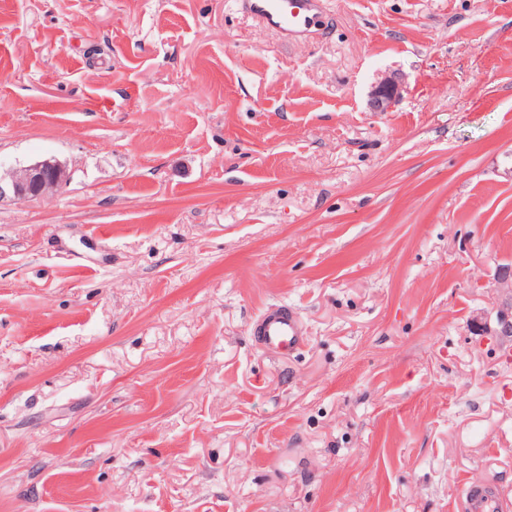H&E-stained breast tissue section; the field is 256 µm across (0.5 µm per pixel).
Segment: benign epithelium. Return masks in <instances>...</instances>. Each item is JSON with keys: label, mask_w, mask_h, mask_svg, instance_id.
<instances>
[{"label": "benign epithelium", "mask_w": 512, "mask_h": 512, "mask_svg": "<svg viewBox=\"0 0 512 512\" xmlns=\"http://www.w3.org/2000/svg\"><path fill=\"white\" fill-rule=\"evenodd\" d=\"M401 92L402 84L396 77H384L371 92V111H389L400 98ZM70 179V171L55 159L30 162L7 173H0V203L46 198L66 187ZM493 333L497 336H512V309L498 312Z\"/></svg>", "instance_id": "benign-epithelium-1"}]
</instances>
